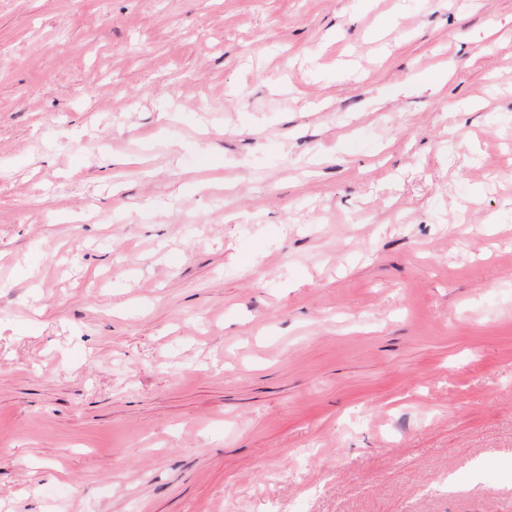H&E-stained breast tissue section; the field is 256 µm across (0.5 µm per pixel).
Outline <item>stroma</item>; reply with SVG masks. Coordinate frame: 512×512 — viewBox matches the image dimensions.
Masks as SVG:
<instances>
[{
    "instance_id": "obj_1",
    "label": "stroma",
    "mask_w": 512,
    "mask_h": 512,
    "mask_svg": "<svg viewBox=\"0 0 512 512\" xmlns=\"http://www.w3.org/2000/svg\"><path fill=\"white\" fill-rule=\"evenodd\" d=\"M53 507L512 512V0H0V512Z\"/></svg>"
}]
</instances>
